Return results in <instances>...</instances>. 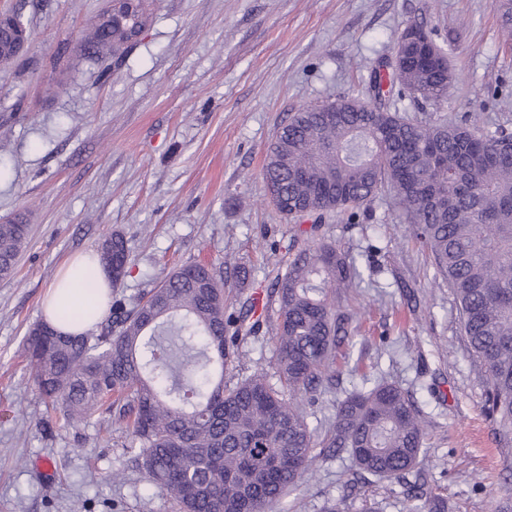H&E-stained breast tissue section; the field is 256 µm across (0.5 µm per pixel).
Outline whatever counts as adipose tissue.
<instances>
[{
	"mask_svg": "<svg viewBox=\"0 0 512 512\" xmlns=\"http://www.w3.org/2000/svg\"><path fill=\"white\" fill-rule=\"evenodd\" d=\"M110 280L98 260L66 265L46 294V321L63 333L82 331L100 318L109 305Z\"/></svg>",
	"mask_w": 512,
	"mask_h": 512,
	"instance_id": "adipose-tissue-1",
	"label": "adipose tissue"
}]
</instances>
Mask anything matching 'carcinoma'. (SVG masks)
I'll list each match as a JSON object with an SVG mask.
<instances>
[{
	"instance_id": "obj_1",
	"label": "carcinoma",
	"mask_w": 512,
	"mask_h": 512,
	"mask_svg": "<svg viewBox=\"0 0 512 512\" xmlns=\"http://www.w3.org/2000/svg\"><path fill=\"white\" fill-rule=\"evenodd\" d=\"M512 39V0H492ZM153 0H120L98 15L83 47L118 58L152 22ZM393 71L402 93L437 105L456 80L443 49L420 25ZM19 56L0 27V60ZM383 76L373 72L375 102L357 98L297 110L269 147L267 194L289 218L319 223L334 214L354 222L382 192L398 201L409 233L433 259L457 306L460 335L484 369L485 411L500 435L512 434V131H484L466 121L437 124L381 102ZM29 225L0 224V277L10 275ZM128 271L124 239L103 240ZM360 273L336 245L297 248L275 277L276 352L269 366L234 384L255 305L227 312L223 269L189 263L166 276L131 311L120 305L96 334H28L32 378L46 403L80 421L102 405L125 424L150 482L180 512H274L323 456L347 452L356 472L379 479L422 475L425 421L398 386L381 382L337 403L322 435L303 406L335 377L336 349L356 328L343 312L342 290ZM278 378L276 388L272 378ZM408 512H448V499L415 486Z\"/></svg>"
}]
</instances>
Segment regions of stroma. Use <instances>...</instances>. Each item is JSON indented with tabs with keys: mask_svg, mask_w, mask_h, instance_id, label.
<instances>
[{
	"mask_svg": "<svg viewBox=\"0 0 512 512\" xmlns=\"http://www.w3.org/2000/svg\"><path fill=\"white\" fill-rule=\"evenodd\" d=\"M106 0H0L29 41L0 65V223L24 218L29 237L0 278V512H175L124 446L122 423L97 411L75 425L47 410L26 359L27 334L60 267L121 234L133 261L112 300L133 309L171 271L222 267L229 311L249 296L269 308L226 379L275 354L271 282L299 230L353 258L345 295L359 331L342 343L336 379L305 406L326 429L356 388L399 386L428 423L425 467L449 512L512 506V440L484 410V371L459 332L447 284L409 235L395 201L378 195L358 222L289 220L266 197L263 166L299 108L365 97L397 40L424 24L457 75L447 101L391 110L451 122L475 115L512 130V50L492 0H156L151 25L120 59L89 58L82 37ZM250 275L236 277L237 264ZM348 455L319 459L277 512H326L353 471ZM348 512H406V491L372 479Z\"/></svg>",
	"mask_w": 512,
	"mask_h": 512,
	"instance_id": "1",
	"label": "stroma"
}]
</instances>
